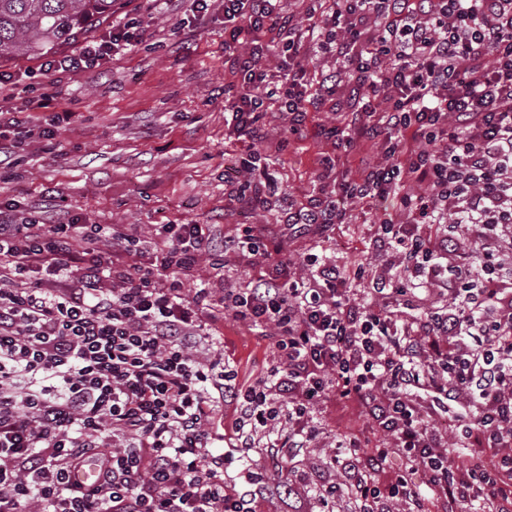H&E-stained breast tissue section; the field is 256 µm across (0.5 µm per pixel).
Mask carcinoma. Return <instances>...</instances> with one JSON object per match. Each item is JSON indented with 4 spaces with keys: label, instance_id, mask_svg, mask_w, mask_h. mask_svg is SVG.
I'll use <instances>...</instances> for the list:
<instances>
[{
    "label": "carcinoma",
    "instance_id": "carcinoma-1",
    "mask_svg": "<svg viewBox=\"0 0 512 512\" xmlns=\"http://www.w3.org/2000/svg\"><path fill=\"white\" fill-rule=\"evenodd\" d=\"M115 0H0V61L68 44L112 15Z\"/></svg>",
    "mask_w": 512,
    "mask_h": 512
}]
</instances>
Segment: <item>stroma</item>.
I'll return each mask as SVG.
<instances>
[{"label":"stroma","mask_w":512,"mask_h":512,"mask_svg":"<svg viewBox=\"0 0 512 512\" xmlns=\"http://www.w3.org/2000/svg\"><path fill=\"white\" fill-rule=\"evenodd\" d=\"M129 21L137 24L140 41L81 72H44L41 55L0 64L10 76L0 85V110L55 132L53 140L35 137L20 147L0 141L1 216L42 224H133L145 239L157 224H208L219 241L239 234L244 225H265L295 266L312 252L348 268L371 261L370 240L392 201L355 203L347 223L318 240L291 235L275 211L244 210L229 194L246 179L242 162L253 153L299 205L324 188L316 177L321 156L335 158L341 176L358 173L363 161L381 155L367 141L349 157L337 149L324 134L342 121L330 106L308 114L300 137L289 135L284 112L266 118L256 140L228 126L224 85L234 79L232 62L266 45L268 34L228 50L224 0H208L202 12L192 0H116L109 19L52 54L80 53L107 36L113 24ZM283 137L288 146L281 150L277 143ZM210 328L215 349L229 357L239 383L252 382L276 357L272 336L234 320L223 303H215ZM316 417L322 428L316 447L304 449L287 469L278 468L263 448L253 449L244 466L234 459L237 413L225 406L215 425L231 458L224 467L228 488L244 489L249 470L262 469L270 485L258 512H289V484L297 488L305 512H315L317 484L345 480L342 472L324 466L337 436L363 433L370 442L378 440L355 403H328Z\"/></svg>","instance_id":"35a3bbf8"}]
</instances>
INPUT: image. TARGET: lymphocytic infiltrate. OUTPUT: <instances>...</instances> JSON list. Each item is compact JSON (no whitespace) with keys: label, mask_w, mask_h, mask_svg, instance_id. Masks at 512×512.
<instances>
[{"label":"lymphocytic infiltrate","mask_w":512,"mask_h":512,"mask_svg":"<svg viewBox=\"0 0 512 512\" xmlns=\"http://www.w3.org/2000/svg\"><path fill=\"white\" fill-rule=\"evenodd\" d=\"M280 2L224 0L231 42L264 31L288 57L274 71L250 53L242 86L224 88L253 139L267 114L287 109L296 134L326 104L301 89L299 19L318 0ZM139 38L118 26L49 65L75 72ZM317 46L336 57L329 82L351 74L358 98L330 131L337 148L369 141L384 159L301 207L254 172L239 202L325 238L353 202L394 199L401 218L371 245L396 273L367 302L366 265L312 253L297 273L251 226L219 248L205 224H158L146 241L120 224L0 221V512H255L210 450L217 411L234 404L242 457L261 436L285 463L318 440L332 400L365 409L382 439L337 438L329 463L347 481L321 487L320 512L342 494L359 512H512V271L496 248L512 228V0H335ZM221 250L256 270L225 283V308L274 329L278 360L248 385L210 351L214 289L184 292L202 258L223 268ZM91 458L95 483L75 481Z\"/></svg>","instance_id":"1"}]
</instances>
